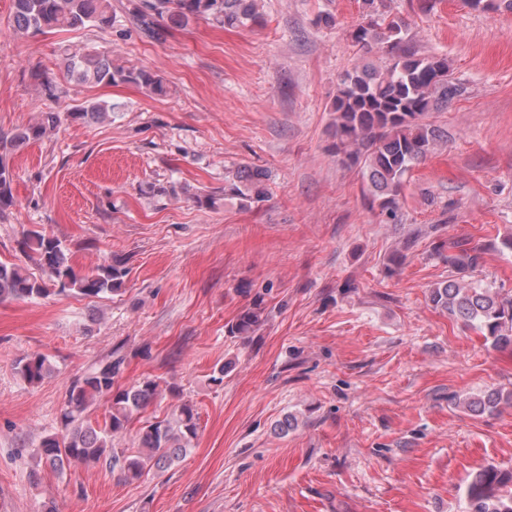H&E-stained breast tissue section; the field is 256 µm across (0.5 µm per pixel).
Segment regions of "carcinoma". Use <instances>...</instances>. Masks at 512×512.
Returning a JSON list of instances; mask_svg holds the SVG:
<instances>
[{"mask_svg": "<svg viewBox=\"0 0 512 512\" xmlns=\"http://www.w3.org/2000/svg\"><path fill=\"white\" fill-rule=\"evenodd\" d=\"M475 11L512 13V0H464ZM131 14L141 33L155 41L169 30L204 18L225 27L256 25L261 15L256 0H134ZM116 23L111 0H13V26L22 35L50 31H72L85 27L111 28ZM351 44L385 59L379 67L356 65L345 71L332 102L335 112L336 154L343 163L366 168L368 200L378 209L381 223L400 222L399 196L405 176L432 153L439 129L427 121L439 106L462 95L454 82L448 58L419 52L407 33L405 21L385 11L384 0H362V21L347 32ZM69 77L86 84H135L153 94L166 93L163 81L144 69L114 64L112 52L87 50L65 57ZM114 106L100 103L70 112L73 119L103 118ZM60 122L59 113L49 111L32 125L0 135V213L14 204L13 169L8 156L18 147L44 136ZM268 175L263 169L243 168L231 192L244 207L268 195ZM28 262L45 277L28 269L0 262V302L46 297L70 292L97 297L119 291L127 270L112 263L88 271L75 267L63 242L36 229L26 231L21 242ZM444 255L451 279L430 291L436 307L472 328L494 347L512 346V295L503 294L475 273L484 265V252L464 239L450 238L435 246ZM264 299L256 297L228 325L232 336H249L263 322ZM121 361L99 365L70 387L61 411L68 427L62 436L43 437L36 454L53 468H77L102 460L128 480H139L155 469L164 471L186 455L198 436L199 415L184 403L172 417L147 421L138 432V448L127 452L113 446L116 435L125 432L136 416L157 396L158 384L145 380L121 387L115 378ZM51 373L47 358L29 355L17 362V374L37 384ZM108 401L104 420L91 423L88 408L100 398ZM499 392L487 393L467 403L475 415L491 412L501 401ZM463 497L465 512H512V471L488 465L472 474Z\"/></svg>", "mask_w": 512, "mask_h": 512, "instance_id": "1", "label": "carcinoma"}]
</instances>
